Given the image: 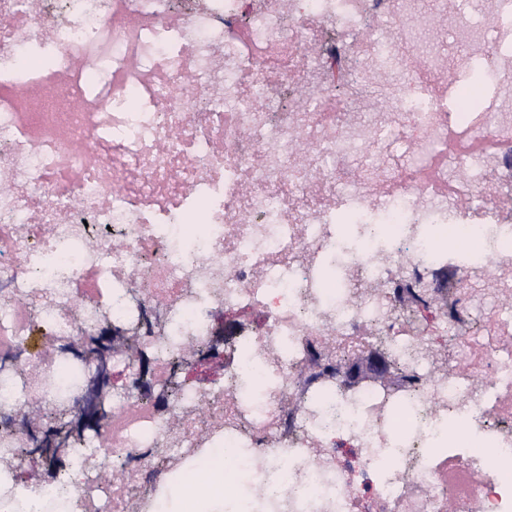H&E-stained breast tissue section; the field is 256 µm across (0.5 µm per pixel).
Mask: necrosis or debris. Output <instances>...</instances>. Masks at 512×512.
<instances>
[{"label":"necrosis or debris","instance_id":"obj_1","mask_svg":"<svg viewBox=\"0 0 512 512\" xmlns=\"http://www.w3.org/2000/svg\"><path fill=\"white\" fill-rule=\"evenodd\" d=\"M458 12L0 0L1 500L154 512L234 448L238 512H512V52L450 30ZM475 59L494 94L453 132L438 87ZM411 291L444 327L479 316V335L441 360L400 314ZM250 310L225 335V312ZM110 327L150 372L113 356L124 379L97 409L78 340ZM368 345L398 388L348 385ZM33 400L64 420L29 418ZM67 423L68 454L18 483L17 449ZM97 456L119 477L71 483Z\"/></svg>","mask_w":512,"mask_h":512}]
</instances>
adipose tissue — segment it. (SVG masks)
<instances>
[{
    "mask_svg": "<svg viewBox=\"0 0 512 512\" xmlns=\"http://www.w3.org/2000/svg\"><path fill=\"white\" fill-rule=\"evenodd\" d=\"M235 451L214 449L205 462V479L190 476L172 484L159 512H224V481L234 473Z\"/></svg>",
    "mask_w": 512,
    "mask_h": 512,
    "instance_id": "adipose-tissue-1",
    "label": "adipose tissue"
}]
</instances>
